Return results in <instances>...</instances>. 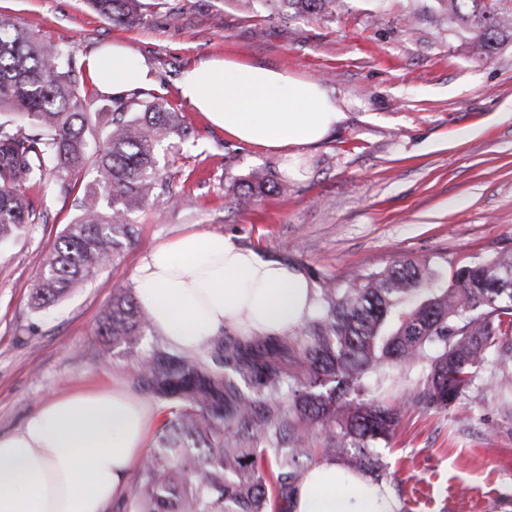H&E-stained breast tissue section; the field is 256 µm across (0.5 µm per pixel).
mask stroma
Masks as SVG:
<instances>
[{
  "label": "stroma",
  "instance_id": "35a3bbf8",
  "mask_svg": "<svg viewBox=\"0 0 512 512\" xmlns=\"http://www.w3.org/2000/svg\"><path fill=\"white\" fill-rule=\"evenodd\" d=\"M415 4L420 17L403 15ZM340 0L327 21L240 0H142L141 19L116 26L87 0H0V13L49 45L71 50L89 111L109 104L85 62L120 41L150 68L149 90L184 116L191 136L158 154L173 199L133 216L135 237L113 263L55 306L36 310L41 268L76 211L53 180L26 194L35 224L0 250V433L20 428L52 395L130 387L119 350L95 335L115 285H131L154 246L190 232L220 233L284 262L311 283L344 285L396 261L426 257L448 279L458 267L512 251V45L477 62L449 35L437 0ZM178 21H171L170 12ZM288 69L319 82L343 120L290 158L228 138L179 95L182 73L215 56ZM288 181L238 207L252 170ZM485 382L451 409L410 410L390 443H374L400 512H512V416Z\"/></svg>",
  "mask_w": 512,
  "mask_h": 512
}]
</instances>
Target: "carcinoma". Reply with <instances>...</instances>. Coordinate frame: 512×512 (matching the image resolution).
I'll return each instance as SVG.
<instances>
[{
    "mask_svg": "<svg viewBox=\"0 0 512 512\" xmlns=\"http://www.w3.org/2000/svg\"><path fill=\"white\" fill-rule=\"evenodd\" d=\"M272 8L332 18L339 0H262ZM448 32L475 60L512 44V0H441ZM119 25L140 20V0H90ZM74 72L73 53L45 45L0 14V248L34 223L24 188L47 178L71 194L88 163L97 177L76 198L79 215L55 241L34 287L40 309L64 298L120 255L131 216L153 196L173 198L157 149L190 136L181 113L136 88L112 99L105 142L90 153L96 124ZM265 191L288 195L261 170L237 203ZM426 259L320 283L317 307L291 333L211 339L193 353L139 339L148 316L125 286L113 288L95 335L122 349L134 388L163 405L155 448L135 470L115 512H288L303 471L324 460L377 475L373 442H387L411 408L448 410L478 387L493 358L497 382L512 388V255L461 266L445 286ZM418 365L394 400L367 397L366 380ZM293 401L290 408L283 397ZM324 434L315 446L313 426Z\"/></svg>",
    "mask_w": 512,
    "mask_h": 512,
    "instance_id": "obj_1",
    "label": "carcinoma"
}]
</instances>
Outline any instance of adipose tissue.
<instances>
[{
    "label": "adipose tissue",
    "mask_w": 512,
    "mask_h": 512,
    "mask_svg": "<svg viewBox=\"0 0 512 512\" xmlns=\"http://www.w3.org/2000/svg\"><path fill=\"white\" fill-rule=\"evenodd\" d=\"M89 69L119 95L149 81L145 63L115 43ZM181 95L215 127L273 152L314 145L343 119L316 82L287 70L213 58L186 70ZM133 288L153 330L192 352L224 330L281 336L312 311L307 278L232 237L191 232L142 257ZM152 418L122 386L42 401L16 432L0 434V512H112L129 492ZM290 512H399L385 483L324 461L305 471Z\"/></svg>",
    "instance_id": "obj_1"
}]
</instances>
